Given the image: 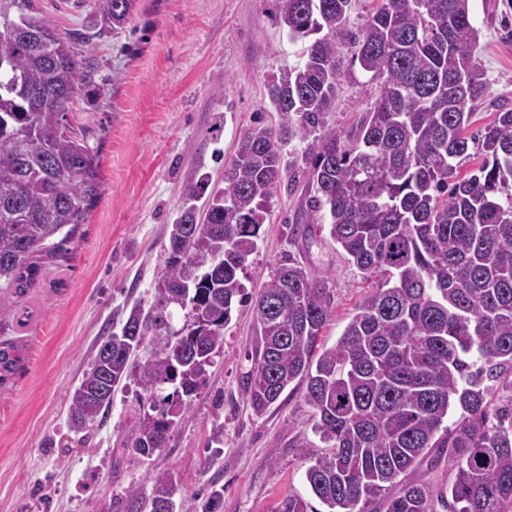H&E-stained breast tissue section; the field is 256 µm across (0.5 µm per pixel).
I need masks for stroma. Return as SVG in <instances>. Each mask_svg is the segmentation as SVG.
<instances>
[{"label":"stroma","instance_id":"obj_1","mask_svg":"<svg viewBox=\"0 0 512 512\" xmlns=\"http://www.w3.org/2000/svg\"><path fill=\"white\" fill-rule=\"evenodd\" d=\"M42 15L89 52L96 69L73 115L98 150L103 195L69 248L70 260L48 264L23 303L27 326L0 323V340L25 346L21 369L0 386V512H127L128 494H150L156 474L181 482L185 500L204 504L224 490L219 512H273L284 497H308L305 470L326 451L313 431L304 390L289 387L270 410L254 415L241 377L254 343L253 310L238 307L224 329L207 386L171 428L166 448L148 459L130 441L140 417V389L118 390L105 419L80 439L68 423V393L99 339L125 316L128 303L152 306L164 268L169 227L185 186L219 179L224 159L257 112L280 117L267 82L301 63L270 17L272 0H136L126 27L93 36L94 0H36ZM480 31L475 61L488 91L473 124L488 123L499 103L512 104V0H471ZM360 67L345 69L327 123L355 127L378 96ZM302 195L281 187L244 271L258 293L277 268L296 261L322 273L333 316L322 340L333 346L356 306L373 290L314 224L292 235Z\"/></svg>","mask_w":512,"mask_h":512}]
</instances>
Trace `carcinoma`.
<instances>
[{
  "instance_id": "obj_1",
  "label": "carcinoma",
  "mask_w": 512,
  "mask_h": 512,
  "mask_svg": "<svg viewBox=\"0 0 512 512\" xmlns=\"http://www.w3.org/2000/svg\"><path fill=\"white\" fill-rule=\"evenodd\" d=\"M303 62L274 75L268 97L285 122L258 119L224 163V185L203 174L168 236L155 308L131 307L100 338L70 395L69 424L88 432L134 380L143 412L131 448L167 446L209 381L236 305L254 299L257 344L243 389L259 416L292 383L304 388L313 429L329 451L305 479L326 512H433L431 487L407 479L448 454V512H512V408L490 412L491 388L512 372V108L472 131L486 81L474 58L480 30L470 0H375L359 31L351 0H276ZM135 0H95L101 36L126 25ZM379 95L357 126L327 127L345 64ZM92 69L85 52L35 0H0V321L24 325L21 303L101 200L98 155L70 114ZM301 151L286 156L294 140ZM303 184L291 233L327 224L361 273L378 282L336 343L319 344L332 316L325 279L279 267L251 297L242 283L268 206L284 183ZM187 311L171 328L164 310ZM151 358L134 362L144 344ZM24 347L0 340V386ZM459 410L448 426V412ZM181 487L155 476L150 512H169ZM289 495L275 512H309Z\"/></svg>"
}]
</instances>
